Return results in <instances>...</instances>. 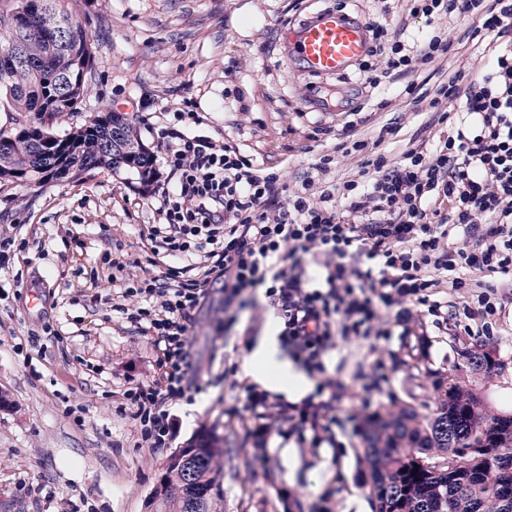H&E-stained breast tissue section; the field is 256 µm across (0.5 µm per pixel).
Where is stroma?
<instances>
[{"label":"stroma","instance_id":"35a3bbf8","mask_svg":"<svg viewBox=\"0 0 512 512\" xmlns=\"http://www.w3.org/2000/svg\"><path fill=\"white\" fill-rule=\"evenodd\" d=\"M94 41L89 96L53 121L61 134L103 112L126 113L157 157L158 181L141 185L105 168L43 186L0 183V512H145L159 467L170 450L198 431H214L221 454L213 471L214 512H373L363 484L366 418L392 402L430 401L433 373L454 376L481 395L491 413L512 414V303L493 319L494 333L464 331L413 305L382 312L384 334L340 337L325 360L339 385L342 427L311 443L273 435L256 450L244 407L253 381L243 364L276 316L262 291L244 293L233 323L224 321V285L206 287L188 325L193 396L170 407L173 430L152 448L126 397L159 379L161 352L151 333L113 307L125 282L150 278L172 259L147 241L164 176L156 135L168 111L191 101L202 122L193 134L238 145L258 168L295 185L315 176L321 155L334 154L336 183L357 178L365 153H337L345 122L352 135L379 142L398 160L430 115L412 104L408 85L434 93L455 71L485 72L484 41L469 38L478 16L441 20L452 47L447 58L372 88L355 72L318 75L289 53L286 25L324 9L387 28L409 46L428 32L410 0H68ZM399 133L381 137L385 125ZM124 269L113 267V260ZM38 284L45 303L28 307ZM106 292L98 300V292ZM492 358L472 372L460 352ZM386 378L368 394L374 364ZM322 376V377H325ZM322 377L311 376L312 385Z\"/></svg>","mask_w":512,"mask_h":512}]
</instances>
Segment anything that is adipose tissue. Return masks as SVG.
<instances>
[{
  "instance_id": "1",
  "label": "adipose tissue",
  "mask_w": 512,
  "mask_h": 512,
  "mask_svg": "<svg viewBox=\"0 0 512 512\" xmlns=\"http://www.w3.org/2000/svg\"><path fill=\"white\" fill-rule=\"evenodd\" d=\"M245 370L256 383L286 395L289 400L303 398L310 383L288 360L281 358L275 331H267L252 346Z\"/></svg>"
}]
</instances>
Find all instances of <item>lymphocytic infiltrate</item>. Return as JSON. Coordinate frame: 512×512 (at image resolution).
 Listing matches in <instances>:
<instances>
[{"label":"lymphocytic infiltrate","instance_id":"obj_1","mask_svg":"<svg viewBox=\"0 0 512 512\" xmlns=\"http://www.w3.org/2000/svg\"><path fill=\"white\" fill-rule=\"evenodd\" d=\"M414 16L431 34L416 50L401 41L383 44L371 26L359 70L369 85V57L385 54L387 72L414 71L448 54L451 42L438 26L446 16H480L486 34L512 30V0H414ZM458 106L454 135L410 144L399 160L366 159L358 178L314 192L312 179L291 188L282 174L255 168L239 147L187 133L200 122L189 108L175 110L158 131L173 175L163 190L162 223L153 225L155 249L198 253V262L168 267L128 283L127 297H143L130 322L162 346L161 381L130 389L132 417L143 441H168L169 407L192 401L188 323L209 282L224 284L233 303L245 291L263 289L280 320L279 336L309 373H325V356L340 336H371L382 310L430 305L436 288L478 289L481 316L496 314L493 284L472 272L512 276V54L496 56L482 74L456 73L429 102L439 121ZM461 235L468 246L449 250ZM245 406L255 422L249 434L266 446L273 422L291 431H331L332 401L288 404L247 389Z\"/></svg>","mask_w":512,"mask_h":512}]
</instances>
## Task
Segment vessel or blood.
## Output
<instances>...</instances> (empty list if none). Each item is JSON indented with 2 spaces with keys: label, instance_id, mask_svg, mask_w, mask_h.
Here are the masks:
<instances>
[{
  "label": "vessel or blood",
  "instance_id": "vessel-or-blood-1",
  "mask_svg": "<svg viewBox=\"0 0 512 512\" xmlns=\"http://www.w3.org/2000/svg\"><path fill=\"white\" fill-rule=\"evenodd\" d=\"M290 51L319 75L346 72L366 53L364 25L349 16L324 10L289 28Z\"/></svg>",
  "mask_w": 512,
  "mask_h": 512
}]
</instances>
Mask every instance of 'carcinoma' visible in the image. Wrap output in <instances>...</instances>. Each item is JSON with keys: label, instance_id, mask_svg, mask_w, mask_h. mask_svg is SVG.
<instances>
[{"label": "carcinoma", "instance_id": "cac0c4a2", "mask_svg": "<svg viewBox=\"0 0 512 512\" xmlns=\"http://www.w3.org/2000/svg\"><path fill=\"white\" fill-rule=\"evenodd\" d=\"M51 23L70 24L66 50H52L44 38ZM13 47L26 63L0 75L4 110L17 113L14 126L0 130V179L27 184L32 171L49 179L63 165L77 174L93 168L128 171L146 182L154 155L112 112L66 133L73 142L63 157L46 144L53 119L75 111L86 95L94 63L92 39L73 21L66 0H17L15 10L0 13V52ZM432 388L434 409L406 403L367 421L364 459L374 512H512V415L489 416L478 394L453 377L432 375ZM483 421L484 438L467 457V472L448 470V457L473 447L471 433ZM201 445L198 485L191 488L181 473L169 472L155 492L153 512H190L191 500L201 497L205 512H212L220 449L209 438Z\"/></svg>", "mask_w": 512, "mask_h": 512}]
</instances>
